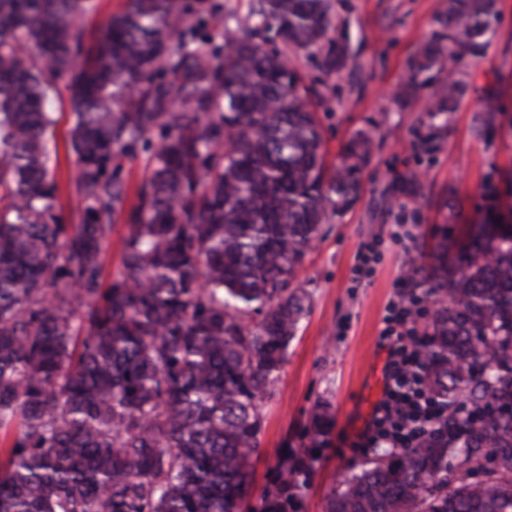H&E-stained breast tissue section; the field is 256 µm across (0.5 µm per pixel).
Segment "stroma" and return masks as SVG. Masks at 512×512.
Segmentation results:
<instances>
[{
  "mask_svg": "<svg viewBox=\"0 0 512 512\" xmlns=\"http://www.w3.org/2000/svg\"><path fill=\"white\" fill-rule=\"evenodd\" d=\"M446 6V0H335L349 60L326 77L317 109L326 148L336 155L353 134L365 131L373 136L375 151L357 202L326 225L297 274V285L311 297V311L261 406L253 507H260L282 449L306 445L310 414L326 403L334 422L302 489L304 512H323L326 495L360 462L349 443L382 395L383 318L389 304L404 306L409 299L408 289L395 287V280L404 277L410 258L431 263L434 244L457 236L464 224L502 201L512 202V0H498V20L484 50L462 70L467 90L432 153L419 152L417 144L428 131L423 103L436 83L421 89L419 103L396 97L408 59L430 38L434 19ZM490 102L497 119L480 126L478 116ZM47 109L56 119L49 147L57 159V210L73 224L79 201L67 90L52 93ZM403 174L414 175V184L400 186Z\"/></svg>",
  "mask_w": 512,
  "mask_h": 512,
  "instance_id": "stroma-1",
  "label": "stroma"
}]
</instances>
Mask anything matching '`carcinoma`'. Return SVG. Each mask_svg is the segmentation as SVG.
<instances>
[{
	"label": "carcinoma",
	"mask_w": 512,
	"mask_h": 512,
	"mask_svg": "<svg viewBox=\"0 0 512 512\" xmlns=\"http://www.w3.org/2000/svg\"><path fill=\"white\" fill-rule=\"evenodd\" d=\"M96 0H0V512H239L261 402L311 308L293 285L323 226L357 200L375 142L328 159L323 94L288 51L344 66L333 0H126L85 45ZM497 0H448L398 100L440 76L429 132L465 94ZM65 82L78 222H62L47 133ZM146 155L136 201L124 161ZM125 216L120 270L105 244ZM427 387L451 411L414 446L365 460L324 512H512V209L433 248ZM333 422L315 407L262 512ZM465 474L448 483L449 459Z\"/></svg>",
	"instance_id": "1"
}]
</instances>
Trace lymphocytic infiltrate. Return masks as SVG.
Returning <instances> with one entry per match:
<instances>
[{"instance_id":"obj_1","label":"lymphocytic infiltrate","mask_w":512,"mask_h":512,"mask_svg":"<svg viewBox=\"0 0 512 512\" xmlns=\"http://www.w3.org/2000/svg\"><path fill=\"white\" fill-rule=\"evenodd\" d=\"M410 315V308L393 307L383 319L381 338L387 349L383 394L352 441L354 452H366L382 441L393 448L409 447L446 414L426 387L422 339L409 328Z\"/></svg>"}]
</instances>
